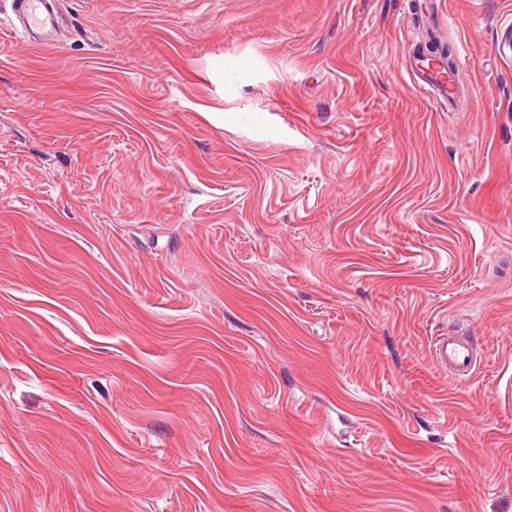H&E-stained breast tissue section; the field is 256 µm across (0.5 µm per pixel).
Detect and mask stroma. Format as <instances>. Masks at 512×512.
I'll return each instance as SVG.
<instances>
[{"label": "stroma", "instance_id": "1", "mask_svg": "<svg viewBox=\"0 0 512 512\" xmlns=\"http://www.w3.org/2000/svg\"><path fill=\"white\" fill-rule=\"evenodd\" d=\"M11 18L0 512H512V0ZM432 29L467 111L407 75ZM56 1L13 0L12 31L28 44L47 48L58 43ZM431 352L436 361L448 366L457 380H467L475 373L478 359L470 340L455 334L434 336Z\"/></svg>", "mask_w": 512, "mask_h": 512}]
</instances>
